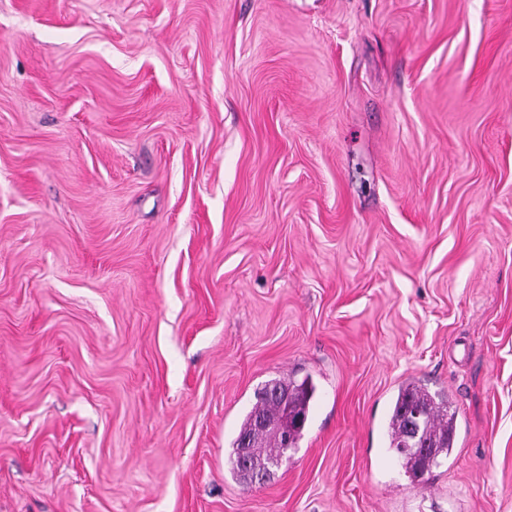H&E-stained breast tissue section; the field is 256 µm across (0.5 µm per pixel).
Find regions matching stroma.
Listing matches in <instances>:
<instances>
[{
	"label": "stroma",
	"mask_w": 512,
	"mask_h": 512,
	"mask_svg": "<svg viewBox=\"0 0 512 512\" xmlns=\"http://www.w3.org/2000/svg\"><path fill=\"white\" fill-rule=\"evenodd\" d=\"M0 512H512V0H0ZM278 390L288 392V394L276 393V396L281 400L282 405L285 408L282 418L281 406L277 399L273 397V392ZM314 394L315 386L309 379L297 382L291 379L275 378L265 383L264 386L257 391L256 402L251 410L246 414L238 435L231 443L232 449L230 460L233 472L242 478V466L249 470L254 468V462L256 461L257 454L256 448H254V446L249 443V440L246 439L250 438V440L254 442L256 446L262 448L264 452V463L261 464V461H259L257 465L259 470L262 466L263 474L261 477H269L271 475L272 465L280 459L284 450L291 446L289 439H291L293 446L301 439L302 432L306 425L305 422L307 420L310 403ZM288 397L292 401L295 415L302 417V421L299 425L288 424ZM261 415L269 419L281 418L277 427L281 429L288 427V433L285 434V443L283 442L280 429L264 432L254 428V421L256 417ZM243 441L244 448H242ZM240 448H242L241 454L239 453ZM254 470H256V468H254ZM411 403L422 409L423 415L420 418L414 419L409 413L408 408ZM415 432L421 442L429 443L430 451L433 448L437 450V456L427 465L426 472H429L431 466L437 463L438 457L445 455L449 458L453 453L457 424L455 425L454 414H448L445 396L432 395L421 381L412 378L399 386L385 425L387 446L401 459L405 473L412 480H417L424 475H418V472L424 468V463L408 447L410 436ZM453 434L455 435L454 443Z\"/></svg>",
	"instance_id": "35a3bbf8"
}]
</instances>
